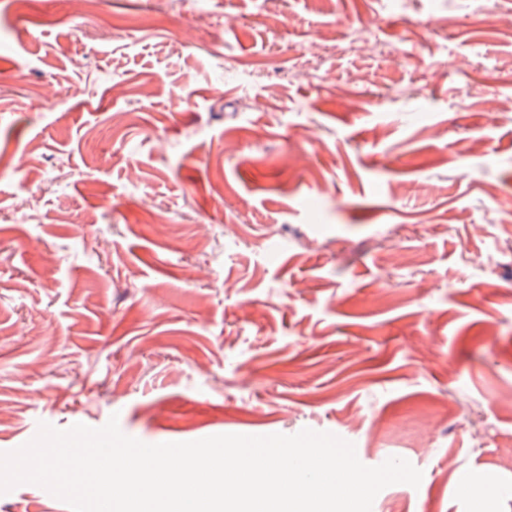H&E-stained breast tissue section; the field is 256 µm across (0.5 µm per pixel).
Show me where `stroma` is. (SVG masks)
Instances as JSON below:
<instances>
[{
	"instance_id": "1",
	"label": "stroma",
	"mask_w": 512,
	"mask_h": 512,
	"mask_svg": "<svg viewBox=\"0 0 512 512\" xmlns=\"http://www.w3.org/2000/svg\"><path fill=\"white\" fill-rule=\"evenodd\" d=\"M114 414L512 512V0H0V449Z\"/></svg>"
}]
</instances>
